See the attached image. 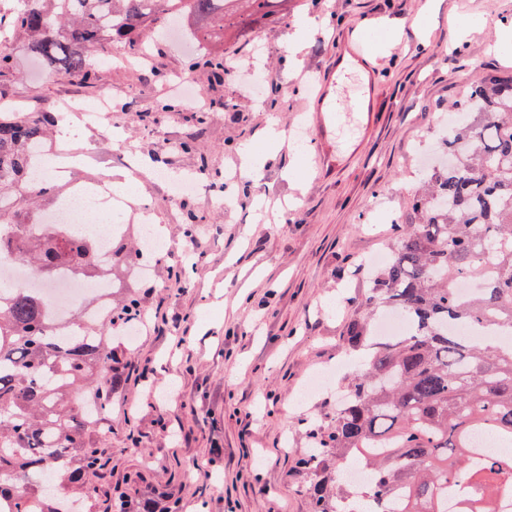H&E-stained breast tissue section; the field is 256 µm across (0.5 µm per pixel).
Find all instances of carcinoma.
Listing matches in <instances>:
<instances>
[{
	"instance_id": "carcinoma-1",
	"label": "carcinoma",
	"mask_w": 512,
	"mask_h": 512,
	"mask_svg": "<svg viewBox=\"0 0 512 512\" xmlns=\"http://www.w3.org/2000/svg\"><path fill=\"white\" fill-rule=\"evenodd\" d=\"M288 0H17L12 24L28 36L43 64L94 84L93 46L137 54L144 33L172 17L205 46L236 37L250 24L288 15ZM221 80L218 54L197 59ZM58 116L0 113V256L16 255L47 279L56 268L121 283L120 271L144 262L140 250L114 248L109 265H94L98 243L71 240L64 224H41L35 202L55 192L33 178ZM448 159L422 175L427 191L397 224L387 265L361 268L373 281L365 309L396 310L408 334L373 341L368 321L349 328V344L369 359L348 385L327 428L313 433L305 467L311 512H341L361 491L329 488L328 467L363 463L367 493L385 512H512L504 479L512 452L487 454L474 434L488 431L512 444V346L458 336L481 324L512 329V74L477 79L463 92L444 138ZM47 303L26 289L0 296V503L6 512H77V500L56 492L52 472L83 484L99 474L108 450L87 442L110 394L126 377L110 336L114 318L77 315L60 335Z\"/></svg>"
}]
</instances>
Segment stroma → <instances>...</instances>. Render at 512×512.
I'll use <instances>...</instances> for the list:
<instances>
[{"instance_id":"35a3bbf8","label":"stroma","mask_w":512,"mask_h":512,"mask_svg":"<svg viewBox=\"0 0 512 512\" xmlns=\"http://www.w3.org/2000/svg\"><path fill=\"white\" fill-rule=\"evenodd\" d=\"M288 9L292 22L262 23L267 80L249 97L192 69L195 49L172 38L153 37L145 63L111 52L91 88L38 64L23 33L0 38L12 57L0 103L60 112L74 96H111L104 125L81 130L90 156L71 174L78 186L105 187L113 174L136 173L133 191L169 241L149 280L129 285L142 316L123 356L129 380L100 422L112 431L104 476L66 488L85 512H103L110 486L154 512L171 499L181 512H309L308 430L336 416V392L353 376L346 329L371 288L354 265L388 250L391 225L407 223L418 157L435 153L465 84L512 63V50L495 46L512 25V0H290ZM305 15L318 26L294 55L288 38ZM361 39L378 72L368 109L319 133L314 82L331 79L332 97L349 99L369 70L338 71L337 53ZM183 75L204 97L206 124L184 102L160 109ZM273 122L288 136L261 180L237 184L233 205L220 181L177 201L157 178L204 162L236 170L242 144L272 147ZM189 134L193 147L181 150Z\"/></svg>"}]
</instances>
